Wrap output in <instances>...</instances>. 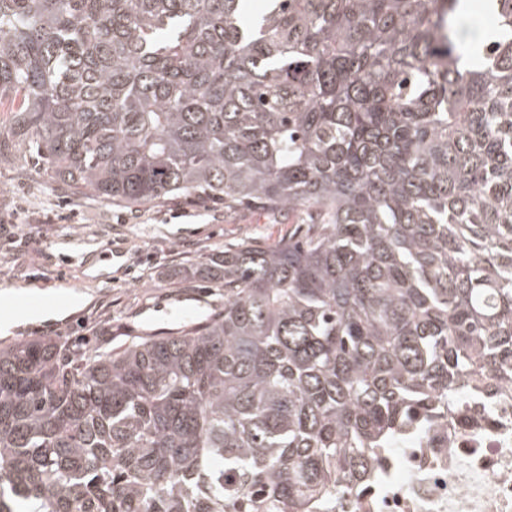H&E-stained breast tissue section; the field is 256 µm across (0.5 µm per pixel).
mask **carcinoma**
I'll return each instance as SVG.
<instances>
[{
    "instance_id": "obj_1",
    "label": "carcinoma",
    "mask_w": 512,
    "mask_h": 512,
    "mask_svg": "<svg viewBox=\"0 0 512 512\" xmlns=\"http://www.w3.org/2000/svg\"><path fill=\"white\" fill-rule=\"evenodd\" d=\"M0 0V160L74 197L260 204L176 336L0 348V512H313L512 382V0Z\"/></svg>"
}]
</instances>
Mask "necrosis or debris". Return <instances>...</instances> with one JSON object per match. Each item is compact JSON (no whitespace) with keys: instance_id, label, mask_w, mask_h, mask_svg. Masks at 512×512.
<instances>
[{"instance_id":"necrosis-or-debris-1","label":"necrosis or debris","mask_w":512,"mask_h":512,"mask_svg":"<svg viewBox=\"0 0 512 512\" xmlns=\"http://www.w3.org/2000/svg\"><path fill=\"white\" fill-rule=\"evenodd\" d=\"M320 512H512V394L473 383L459 407L376 449Z\"/></svg>"}]
</instances>
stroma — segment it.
<instances>
[{
  "label": "stroma",
  "instance_id": "obj_1",
  "mask_svg": "<svg viewBox=\"0 0 512 512\" xmlns=\"http://www.w3.org/2000/svg\"><path fill=\"white\" fill-rule=\"evenodd\" d=\"M67 201L80 224H49L48 201ZM18 216L29 237L0 239V286L38 319L0 327V347L40 336L65 352H108L146 336H171L224 308V291L186 275L197 259L249 241L275 244L297 231L287 213L250 205L171 198L126 207L94 194L68 198L26 153L0 163V214Z\"/></svg>",
  "mask_w": 512,
  "mask_h": 512
}]
</instances>
